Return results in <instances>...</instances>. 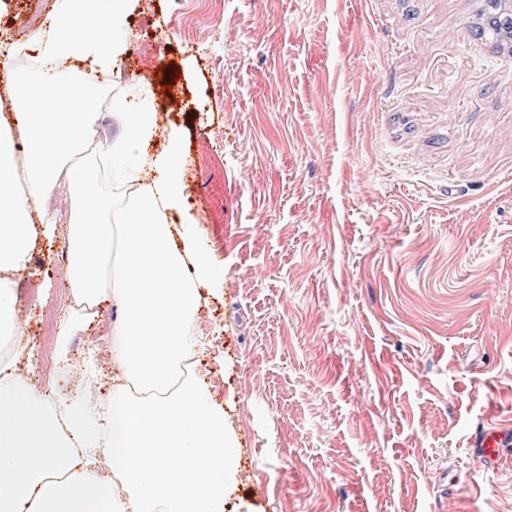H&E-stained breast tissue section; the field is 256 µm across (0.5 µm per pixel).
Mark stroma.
Wrapping results in <instances>:
<instances>
[{
	"mask_svg": "<svg viewBox=\"0 0 512 512\" xmlns=\"http://www.w3.org/2000/svg\"><path fill=\"white\" fill-rule=\"evenodd\" d=\"M52 4L0 0V40ZM480 5L126 0L112 99L147 100L155 151L179 135L215 272L195 355L236 440L226 512H512V449H468L512 421V55ZM33 222L24 362L82 344L111 385L114 307L64 333L67 230ZM511 431L509 423L485 425L475 431L469 439L472 456L485 468L494 470L503 454L502 445L510 438Z\"/></svg>",
	"mask_w": 512,
	"mask_h": 512,
	"instance_id": "1",
	"label": "stroma"
}]
</instances>
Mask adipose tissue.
<instances>
[{
	"label": "adipose tissue",
	"mask_w": 512,
	"mask_h": 512,
	"mask_svg": "<svg viewBox=\"0 0 512 512\" xmlns=\"http://www.w3.org/2000/svg\"><path fill=\"white\" fill-rule=\"evenodd\" d=\"M126 0H56L50 60L111 66L121 44ZM12 89L15 129L0 128V335L15 333L14 291L8 274L22 270L32 242V214L52 185L68 182L69 286L95 304L111 297L122 312L112 361L121 380L99 406L74 396L53 401L29 391L0 358V512H224L227 483L237 476L234 442L224 410L183 364L196 347L200 285L208 283V254L192 232L182 250L171 246L170 221L181 209L184 160L178 136L149 155L154 112L128 104L121 137L94 153L107 164L113 187L133 171L153 179L116 220L117 199L99 191L94 169L65 165L88 138L103 103L87 83L33 82L0 71ZM27 142L29 179L17 188L12 158L16 135ZM109 473L92 472L97 457Z\"/></svg>",
	"instance_id": "ef3b65f1"
}]
</instances>
